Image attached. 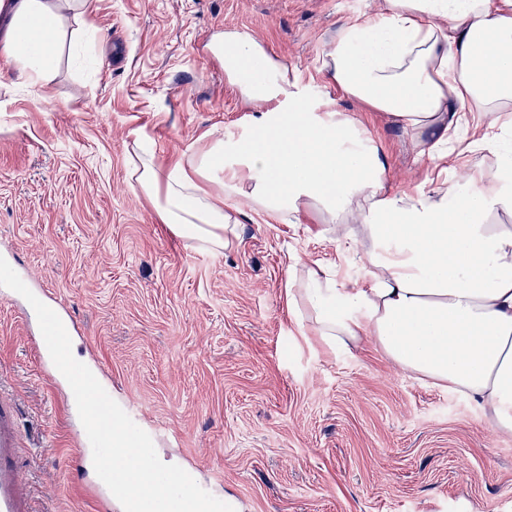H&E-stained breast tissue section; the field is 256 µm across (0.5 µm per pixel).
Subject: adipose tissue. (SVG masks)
<instances>
[{"label": "adipose tissue", "mask_w": 512, "mask_h": 512, "mask_svg": "<svg viewBox=\"0 0 512 512\" xmlns=\"http://www.w3.org/2000/svg\"><path fill=\"white\" fill-rule=\"evenodd\" d=\"M87 0H0V44L27 78L47 80L67 13ZM226 71L261 107L246 140L137 178L168 231L224 249L242 197L281 221L318 214L317 236L360 260L304 263L285 302L330 350L373 346L420 383L467 398L512 435V0H379L341 25L323 59L329 81L373 117L401 126L417 158L445 170L450 142L469 140L483 164L461 182L385 190L388 165L365 123L334 101L310 103L288 70L251 38L224 35ZM223 167L221 195L204 189Z\"/></svg>", "instance_id": "1"}]
</instances>
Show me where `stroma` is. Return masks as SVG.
Returning a JSON list of instances; mask_svg holds the SVG:
<instances>
[{
  "instance_id": "obj_1",
  "label": "stroma",
  "mask_w": 512,
  "mask_h": 512,
  "mask_svg": "<svg viewBox=\"0 0 512 512\" xmlns=\"http://www.w3.org/2000/svg\"><path fill=\"white\" fill-rule=\"evenodd\" d=\"M376 0H88L68 15L51 78L0 52V241L79 325L74 357L136 401L159 458L237 512H512V436L466 398L374 349L331 351L284 302L293 259L332 260L317 217L275 221L244 200L238 239L211 252L160 224L134 180L248 136L257 109L216 48L257 38L312 101L358 106L322 68L338 27ZM366 125L400 191L413 155L399 125ZM19 304L0 299V388L17 405L33 512H107L91 448Z\"/></svg>"
}]
</instances>
